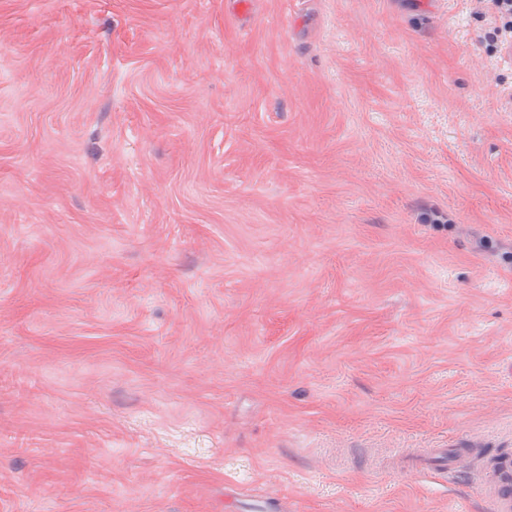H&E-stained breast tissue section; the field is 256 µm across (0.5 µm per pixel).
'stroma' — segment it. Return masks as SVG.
Segmentation results:
<instances>
[{
    "label": "stroma",
    "instance_id": "obj_1",
    "mask_svg": "<svg viewBox=\"0 0 512 512\" xmlns=\"http://www.w3.org/2000/svg\"><path fill=\"white\" fill-rule=\"evenodd\" d=\"M493 22L477 0H0V512H493ZM423 448L482 455L408 468Z\"/></svg>",
    "mask_w": 512,
    "mask_h": 512
}]
</instances>
